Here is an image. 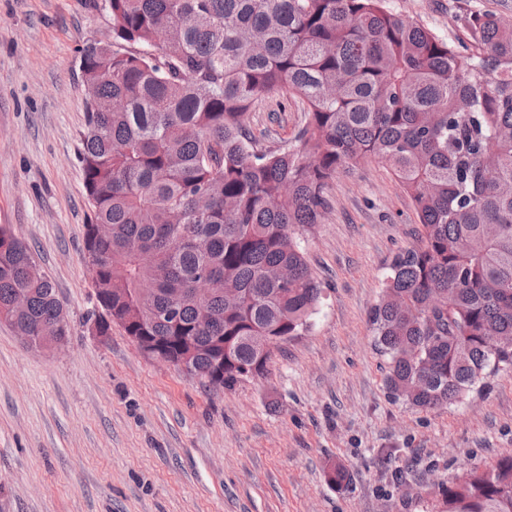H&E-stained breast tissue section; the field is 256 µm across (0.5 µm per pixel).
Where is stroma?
Returning <instances> with one entry per match:
<instances>
[{"mask_svg":"<svg viewBox=\"0 0 512 512\" xmlns=\"http://www.w3.org/2000/svg\"><path fill=\"white\" fill-rule=\"evenodd\" d=\"M459 45L463 20L512 0H384ZM112 36L94 0H0V226L52 279L70 335L27 347L0 322V512H425L442 489L512 452V371L448 407L394 400L369 314L393 258L423 227L390 168L363 159L300 230L322 302L264 376L213 389L144 354L120 326L99 335L83 260L87 91L81 49ZM259 148H292L298 98L250 112ZM344 465L349 483L326 472Z\"/></svg>","mask_w":512,"mask_h":512,"instance_id":"obj_1","label":"stroma"}]
</instances>
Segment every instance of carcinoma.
I'll use <instances>...</instances> for the list:
<instances>
[{
    "instance_id": "cac0c4a2",
    "label": "carcinoma",
    "mask_w": 512,
    "mask_h": 512,
    "mask_svg": "<svg viewBox=\"0 0 512 512\" xmlns=\"http://www.w3.org/2000/svg\"><path fill=\"white\" fill-rule=\"evenodd\" d=\"M106 2L112 43L81 60L99 334L117 321L171 352L190 336L202 382L218 338L224 385L264 375L262 345L306 331L320 301L298 230L336 173L372 158L424 229L369 315L390 395L439 409L512 370V348L491 344L512 336V21L468 15L457 49L383 0ZM271 93L306 103L295 149L256 150L249 111ZM0 321L36 343L43 326L69 334L51 279L2 226ZM433 512H512V453Z\"/></svg>"
}]
</instances>
